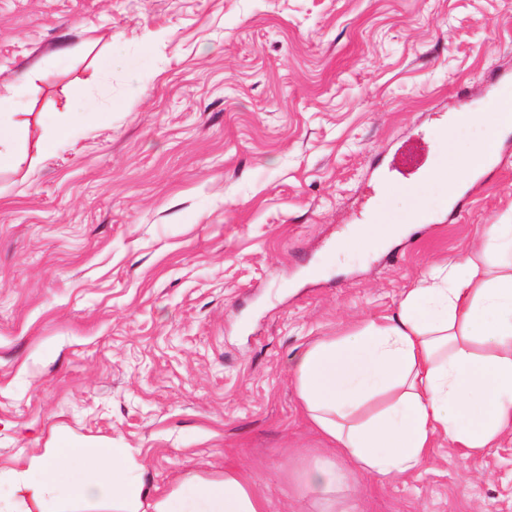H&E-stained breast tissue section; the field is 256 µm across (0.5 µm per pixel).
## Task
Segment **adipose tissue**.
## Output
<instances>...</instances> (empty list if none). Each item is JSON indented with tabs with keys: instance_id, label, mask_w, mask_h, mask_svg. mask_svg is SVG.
<instances>
[{
	"instance_id": "obj_1",
	"label": "adipose tissue",
	"mask_w": 512,
	"mask_h": 512,
	"mask_svg": "<svg viewBox=\"0 0 512 512\" xmlns=\"http://www.w3.org/2000/svg\"><path fill=\"white\" fill-rule=\"evenodd\" d=\"M88 104L43 113L39 145L48 152L85 122ZM476 135L465 151L457 133ZM512 132V90L497 112L449 117L439 134L462 165L440 164L434 179L460 183L464 163L497 158ZM30 129L0 113V170L20 167ZM303 409L357 471L391 479L421 469L437 438L474 455L512 434V223L489 225L477 245L434 265L404 293L397 311L355 332L329 336L289 367ZM130 449L61 441L23 464L0 466V512H140L145 492ZM153 512H267L249 479L183 482Z\"/></svg>"
}]
</instances>
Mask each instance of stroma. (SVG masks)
<instances>
[{
    "instance_id": "1",
    "label": "stroma",
    "mask_w": 512,
    "mask_h": 512,
    "mask_svg": "<svg viewBox=\"0 0 512 512\" xmlns=\"http://www.w3.org/2000/svg\"><path fill=\"white\" fill-rule=\"evenodd\" d=\"M503 74L512 0H0V95L33 80L31 131L98 107L0 171V465L67 439L131 449L150 502L234 468L268 512H512L508 440L312 494L328 443L288 373L512 222V139L456 217L428 177ZM419 201L409 235L340 251ZM67 112H45L40 120L39 145L45 153L50 152L58 144L66 140L79 123L85 122L88 114L93 113L88 102L79 107L73 103L66 105Z\"/></svg>"
}]
</instances>
